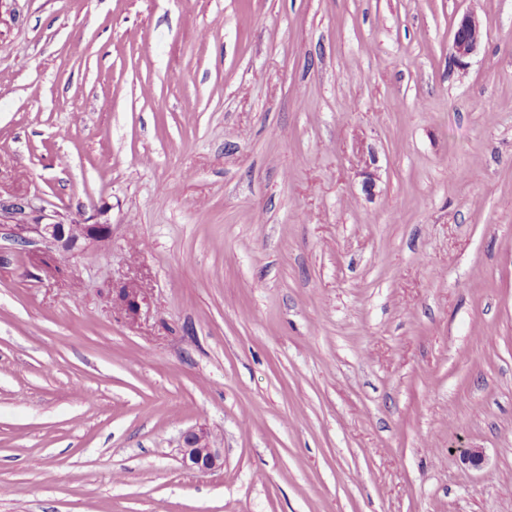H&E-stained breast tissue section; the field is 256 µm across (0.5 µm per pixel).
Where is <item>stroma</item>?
Segmentation results:
<instances>
[{"instance_id": "stroma-1", "label": "stroma", "mask_w": 512, "mask_h": 512, "mask_svg": "<svg viewBox=\"0 0 512 512\" xmlns=\"http://www.w3.org/2000/svg\"><path fill=\"white\" fill-rule=\"evenodd\" d=\"M0 197V512H512V0H0ZM483 38L481 22L473 12L465 13L456 24L452 35L453 59L462 64L463 60L472 55ZM37 207L29 199L21 198L14 201L0 200V214L8 215V218L21 217L17 224H7L10 236L21 242L35 235L48 245L58 247L65 251H72L79 247V242H100L108 239L112 234L109 224H63L51 222L42 224V219L37 218L36 224H28V218ZM25 217L27 220L25 221ZM182 462L191 470L212 471L224 466V454L213 448L207 431L189 429L182 435Z\"/></svg>"}]
</instances>
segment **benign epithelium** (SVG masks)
<instances>
[{
  "instance_id": "obj_1",
  "label": "benign epithelium",
  "mask_w": 512,
  "mask_h": 512,
  "mask_svg": "<svg viewBox=\"0 0 512 512\" xmlns=\"http://www.w3.org/2000/svg\"><path fill=\"white\" fill-rule=\"evenodd\" d=\"M482 38L483 29L476 14L465 13L453 30V59L459 64L463 63L464 59L477 50ZM36 211L37 207L27 198L14 201L0 200L1 215L4 214L10 218L21 217L18 223L8 225L10 236L21 242L27 241L29 236L34 235L48 245L72 251L79 247L81 241L100 242L108 239L112 234L110 224H63L61 222L44 224L39 219L33 224L28 223L26 218ZM140 296L141 289L130 286L119 293V299L132 315L136 314L140 306ZM182 462L191 470L212 471L224 466V454L221 449L212 446L207 431L189 429L182 435Z\"/></svg>"
}]
</instances>
